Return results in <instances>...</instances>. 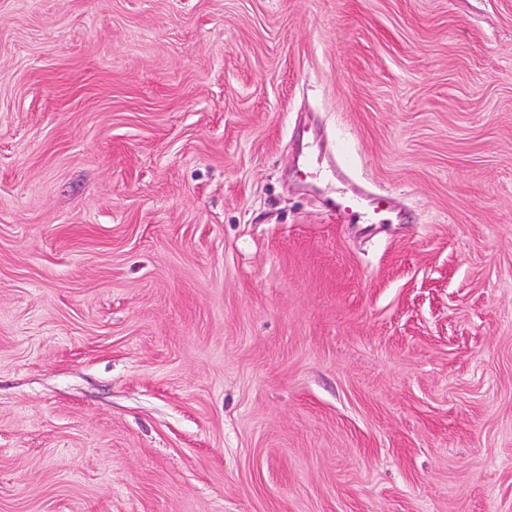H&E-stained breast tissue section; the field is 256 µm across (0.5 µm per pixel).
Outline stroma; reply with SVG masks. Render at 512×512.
Segmentation results:
<instances>
[{"label":"stroma","instance_id":"35a3bbf8","mask_svg":"<svg viewBox=\"0 0 512 512\" xmlns=\"http://www.w3.org/2000/svg\"><path fill=\"white\" fill-rule=\"evenodd\" d=\"M0 512H512V0H0Z\"/></svg>","mask_w":512,"mask_h":512}]
</instances>
